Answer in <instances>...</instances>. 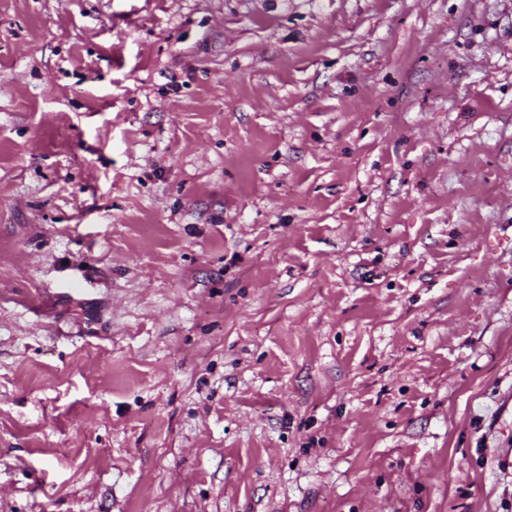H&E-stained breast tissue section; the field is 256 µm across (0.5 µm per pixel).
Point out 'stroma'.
Listing matches in <instances>:
<instances>
[{"label":"stroma","mask_w":512,"mask_h":512,"mask_svg":"<svg viewBox=\"0 0 512 512\" xmlns=\"http://www.w3.org/2000/svg\"><path fill=\"white\" fill-rule=\"evenodd\" d=\"M0 512H512V0H0Z\"/></svg>","instance_id":"stroma-1"}]
</instances>
